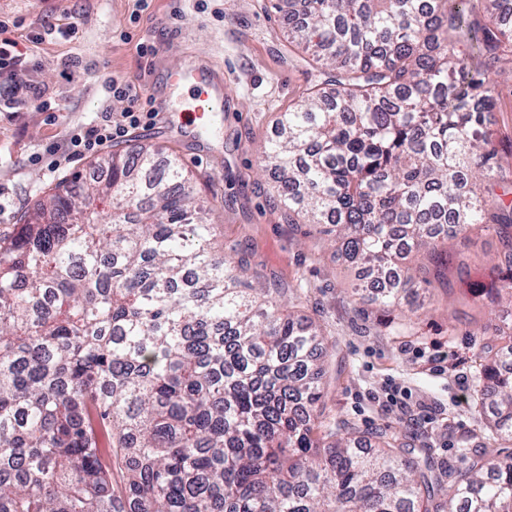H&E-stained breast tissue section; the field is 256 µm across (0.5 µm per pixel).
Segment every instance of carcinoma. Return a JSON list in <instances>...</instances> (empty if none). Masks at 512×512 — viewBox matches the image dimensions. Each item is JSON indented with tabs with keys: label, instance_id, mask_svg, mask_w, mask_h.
Returning <instances> with one entry per match:
<instances>
[{
	"label": "carcinoma",
	"instance_id": "cac0c4a2",
	"mask_svg": "<svg viewBox=\"0 0 512 512\" xmlns=\"http://www.w3.org/2000/svg\"><path fill=\"white\" fill-rule=\"evenodd\" d=\"M287 2L288 43L325 79L262 151L284 215L322 227L385 308L431 287L409 255L439 278L474 226L501 237L512 295V175L488 127L512 0ZM96 167L0 234V512H429L427 461L324 419L321 330L218 238L177 155ZM477 376L507 454L512 371L494 356ZM443 496L512 512V462L475 455Z\"/></svg>",
	"mask_w": 512,
	"mask_h": 512
}]
</instances>
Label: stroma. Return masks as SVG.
<instances>
[{
	"mask_svg": "<svg viewBox=\"0 0 512 512\" xmlns=\"http://www.w3.org/2000/svg\"><path fill=\"white\" fill-rule=\"evenodd\" d=\"M276 0H0V34L18 61L0 70V233L14 230L61 181L91 172L96 154L53 167V151L73 132L120 112L108 82L140 83L141 108L155 121L112 142L115 150L150 145L175 152L198 198L212 208L225 241H240L262 278L297 295V308L322 329L327 414L364 435L387 432L423 450L436 475L469 456L500 447L487 416L475 411L477 369L512 335V304L491 293L506 276L502 244L470 230L447 243L451 259L431 288L412 290L402 310L352 293L354 268L311 224H288L277 209L261 151L279 113L299 103L317 78L293 52ZM151 46L140 54L139 44ZM224 70V112L203 134L189 116L169 119L170 104L191 100L192 84L172 73ZM17 84L39 86V100L18 104Z\"/></svg>",
	"mask_w": 512,
	"mask_h": 512,
	"instance_id": "35a3bbf8",
	"label": "stroma"
}]
</instances>
